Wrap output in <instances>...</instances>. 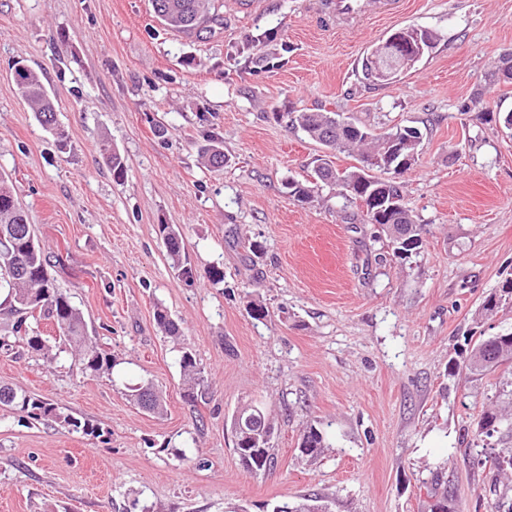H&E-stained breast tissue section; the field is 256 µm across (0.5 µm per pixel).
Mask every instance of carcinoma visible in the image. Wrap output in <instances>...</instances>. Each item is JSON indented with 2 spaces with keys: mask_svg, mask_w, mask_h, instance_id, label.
I'll use <instances>...</instances> for the list:
<instances>
[{
  "mask_svg": "<svg viewBox=\"0 0 512 512\" xmlns=\"http://www.w3.org/2000/svg\"><path fill=\"white\" fill-rule=\"evenodd\" d=\"M153 11L161 23L169 30L187 36L201 37L213 31V26L223 24L216 0H151ZM407 33L413 38L412 64H417L435 44V34L427 29L409 26ZM400 38L395 31L386 38L373 43L363 58L361 81L366 86L374 85L372 68L385 69L398 59L389 54L394 40ZM13 79L19 95L32 107L38 123L53 135L62 147L67 144L64 128L58 123L51 99L47 96L39 75L28 65L18 63ZM492 84H512V54H504L499 64L489 74ZM291 122L305 132L313 141L334 151L350 152L360 150L358 165L340 171L324 158L315 159L314 179L324 184L340 188V194L347 201H366L362 210L364 221L380 227L386 246L392 255L405 259L417 252L422 244L425 225L415 221L411 212L403 207L399 210L384 211L377 218L373 202L381 200L387 204L391 199H402L400 186L390 179L372 175L379 171L389 173L388 167L405 161L406 169L417 162V148L422 143V132L413 126L393 127L374 134L369 129L342 117L337 112H298ZM106 164L116 179L124 176L126 167L122 155L111 148L109 142L102 143ZM200 156L206 166L214 169L224 167V149L215 141L203 146ZM285 187L297 201H313L315 187L304 185L293 179L285 182ZM159 235L166 249L172 267L186 277H192V268L186 265L183 239L171 224L158 225ZM49 263L41 248L28 215L15 199L10 180L0 174V291L4 298L0 310L13 318L8 335L0 336V346L8 347L10 342L22 343L35 352L50 355L53 346L31 327V321L39 318L52 321L58 329L59 339L64 348L78 354L82 369L91 374L108 372L116 366L110 354L102 351L87 334L82 313L57 288L54 278L48 271ZM512 299V280L505 281L501 288L490 293L483 300L475 317L480 322L483 316L494 312L505 299ZM158 327L168 336L179 334V325L168 311L158 306L154 311ZM503 365L512 367V332L499 335L480 336L472 345L462 363L466 374L479 380L496 372ZM179 367L185 382L184 397L194 401L197 388L204 382L203 370L192 351L185 349L179 357ZM147 390L152 396L149 412L160 415L164 412L160 393L149 383L129 387L130 398L141 404V391ZM0 407L18 410L26 417L39 421L54 418L74 432L85 435H98L100 428L89 420H81L72 415H63L51 400L9 384L0 383ZM233 449L243 465L250 471H264L274 464L270 440L274 426L265 411L255 405L236 410L230 419ZM477 436L491 438L496 434L512 436V413L492 404L485 409L477 423ZM302 452L314 457L326 448L323 433L311 426L303 434ZM440 475L432 479L427 493L435 499L431 512H458L454 492L440 489Z\"/></svg>",
  "mask_w": 512,
  "mask_h": 512,
  "instance_id": "1",
  "label": "carcinoma"
}]
</instances>
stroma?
Returning a JSON list of instances; mask_svg holds the SVG:
<instances>
[{"mask_svg": "<svg viewBox=\"0 0 512 512\" xmlns=\"http://www.w3.org/2000/svg\"><path fill=\"white\" fill-rule=\"evenodd\" d=\"M204 39L170 31L150 0H0V173L8 175L56 285L112 373H82L71 355L0 348V383L99 425L101 437L0 408V512H266L320 497L331 512H430L422 486L442 472L460 512H495L483 449L465 430L506 377L455 370L484 297L512 278V84L488 69L512 50V0H400L358 30H323L313 0H222ZM437 41L401 80H358L368 47L398 28ZM41 71L68 142L42 129L12 79ZM490 113L470 109L474 98ZM328 110L383 132L424 131L399 179L427 225L418 254L387 253L356 204L309 183L313 160L346 169L289 112ZM125 160L115 180L99 151ZM224 146L223 170L198 154ZM177 227L194 276L172 268L158 233ZM224 271L212 284L211 266ZM269 314L253 319L250 303ZM180 326L163 335L153 313ZM190 348L207 378L182 393ZM153 383L164 416L128 385ZM273 420L276 465L248 471L226 427L241 406ZM327 447L300 451L307 427Z\"/></svg>", "mask_w": 512, "mask_h": 512, "instance_id": "1", "label": "stroma"}]
</instances>
